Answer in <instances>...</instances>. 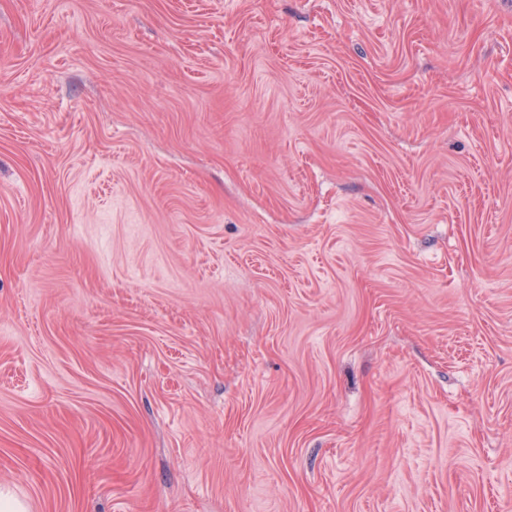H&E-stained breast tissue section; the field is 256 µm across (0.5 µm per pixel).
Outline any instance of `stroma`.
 <instances>
[{
	"label": "stroma",
	"instance_id": "35a3bbf8",
	"mask_svg": "<svg viewBox=\"0 0 512 512\" xmlns=\"http://www.w3.org/2000/svg\"><path fill=\"white\" fill-rule=\"evenodd\" d=\"M0 491L512 512V0H0Z\"/></svg>",
	"mask_w": 512,
	"mask_h": 512
}]
</instances>
